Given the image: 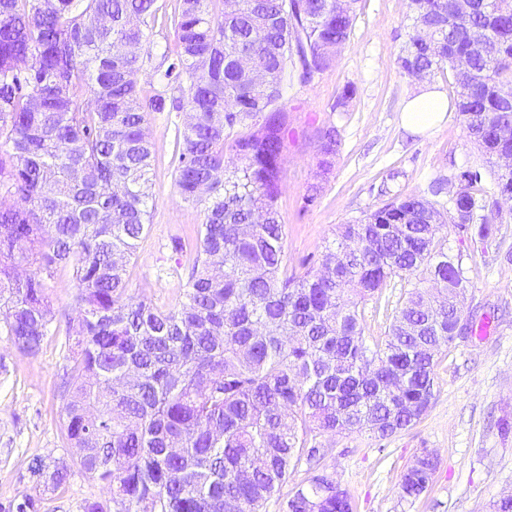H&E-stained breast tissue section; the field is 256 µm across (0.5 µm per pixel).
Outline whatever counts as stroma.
I'll use <instances>...</instances> for the list:
<instances>
[{
	"label": "stroma",
	"mask_w": 512,
	"mask_h": 512,
	"mask_svg": "<svg viewBox=\"0 0 512 512\" xmlns=\"http://www.w3.org/2000/svg\"><path fill=\"white\" fill-rule=\"evenodd\" d=\"M409 14V0H359L350 38L335 62L286 88L288 142L277 206L290 269L318 263L339 225L363 219L387 196H424L440 181L445 191L436 203L445 206L457 188V171L479 160L457 109L420 134L401 125L406 102L425 84L454 94L451 71L426 82L399 69V51L414 33ZM184 120V112L173 110L149 116L153 206L127 265L128 295L164 309L179 299L196 259L194 230L202 222L175 184V139ZM330 126L337 145L324 173L321 132ZM314 185L319 196L310 203ZM484 215L497 230L494 239L481 242L452 228L448 245L468 270L467 305L481 307L489 325L441 355L427 415L383 441L365 433L322 439L327 469L349 491L354 512H489L493 501L512 494V261L505 257L512 247V202L498 201ZM44 284L57 313L56 333L34 354L0 335V503L31 495L41 498V512H81L83 501L108 494L76 467L62 428L63 328L76 312L71 267L53 268ZM425 450L439 458L433 484L416 501H405L403 469ZM54 458L73 467L69 484L55 492L33 471L37 460Z\"/></svg>",
	"instance_id": "1"
}]
</instances>
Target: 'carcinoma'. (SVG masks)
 <instances>
[{"instance_id": "cac0c4a2", "label": "carcinoma", "mask_w": 512, "mask_h": 512, "mask_svg": "<svg viewBox=\"0 0 512 512\" xmlns=\"http://www.w3.org/2000/svg\"><path fill=\"white\" fill-rule=\"evenodd\" d=\"M157 0H0V311L11 343L36 353L56 319L41 273L68 264L78 313L67 318L62 413L82 472L109 500L82 512H353L323 464L320 437L378 440L413 428L434 399L435 366L457 339L469 278L447 225L486 239L485 184L512 199V0H411L400 70L446 68L482 161L455 174L441 210L388 198L341 224L317 268L288 273L277 210L288 139V76L324 71L350 38L345 0H181L158 90L139 83L156 50ZM249 56L270 81L233 63ZM468 58L463 75L455 58ZM178 87L186 111L175 183L200 208L196 261L177 306L126 296V266L152 201L148 116ZM246 132L230 137L231 132ZM331 167L336 129L321 134ZM237 157L224 167V148ZM426 273L436 293L420 287ZM405 281L386 336H365L359 304ZM306 467L287 495L282 486ZM436 454L401 476L402 496L430 487ZM48 485H67L63 460ZM25 496L0 512H40Z\"/></svg>"}]
</instances>
